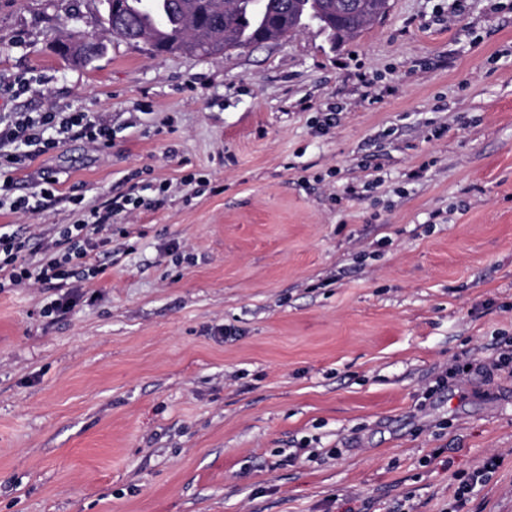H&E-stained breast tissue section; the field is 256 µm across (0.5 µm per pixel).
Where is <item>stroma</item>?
Listing matches in <instances>:
<instances>
[{
    "label": "stroma",
    "mask_w": 512,
    "mask_h": 512,
    "mask_svg": "<svg viewBox=\"0 0 512 512\" xmlns=\"http://www.w3.org/2000/svg\"><path fill=\"white\" fill-rule=\"evenodd\" d=\"M389 5L202 58L105 36L101 0H0V113L112 126L16 171L58 197L0 226L143 199L66 315L0 290V512H449L494 453L468 509L512 512V0ZM68 31L102 53L68 66ZM500 465V457L493 455L485 458L481 465L469 472L455 490L452 512H464L462 509L472 500L475 493L487 485Z\"/></svg>",
    "instance_id": "obj_1"
}]
</instances>
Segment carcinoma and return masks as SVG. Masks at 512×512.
<instances>
[{"label": "carcinoma", "instance_id": "obj_1", "mask_svg": "<svg viewBox=\"0 0 512 512\" xmlns=\"http://www.w3.org/2000/svg\"><path fill=\"white\" fill-rule=\"evenodd\" d=\"M113 4L124 32L112 33L123 41L130 36L144 37L154 44H166L171 53L198 56L219 55L226 49L246 48L288 30L281 19L293 13L294 24L317 23L333 42L354 38L342 29H361L360 19L348 12L334 16L327 0H147L164 16L165 28L156 29L147 16L136 10L135 0H104ZM75 44L66 62L84 67L99 49L92 41H82L73 33L63 36Z\"/></svg>", "mask_w": 512, "mask_h": 512}]
</instances>
